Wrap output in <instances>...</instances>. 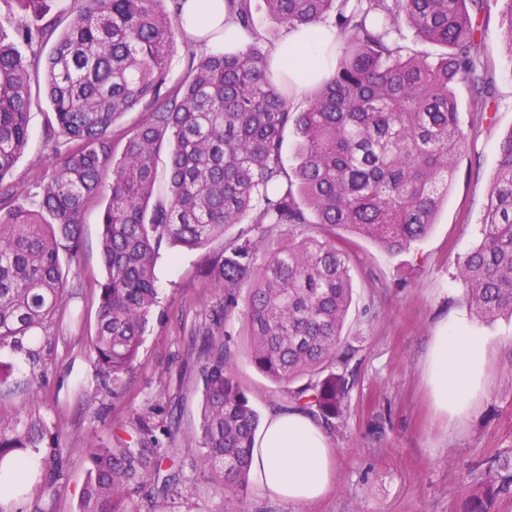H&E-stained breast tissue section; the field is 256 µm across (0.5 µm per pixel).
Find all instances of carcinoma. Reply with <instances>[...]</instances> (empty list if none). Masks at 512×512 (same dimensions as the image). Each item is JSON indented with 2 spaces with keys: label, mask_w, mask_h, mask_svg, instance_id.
I'll list each match as a JSON object with an SVG mask.
<instances>
[{
  "label": "carcinoma",
  "mask_w": 512,
  "mask_h": 512,
  "mask_svg": "<svg viewBox=\"0 0 512 512\" xmlns=\"http://www.w3.org/2000/svg\"><path fill=\"white\" fill-rule=\"evenodd\" d=\"M22 12L0 28V347H21L65 300L60 253L77 261L88 204L104 202L105 270L93 349L100 374L118 383L135 366L157 305L155 267L163 245L218 248L209 275L224 288L215 315L246 304L249 355L285 388L288 403L328 432L339 428L356 349L343 334L352 302L347 226L390 253L428 234L467 134L454 87L468 83L478 109L493 90L481 61L476 17L483 0H264L285 29L333 18L331 71L305 106L270 76L252 0H228L253 34L242 49L192 60L166 94L167 62L182 37L165 0H6ZM443 48L431 59L404 45L405 31ZM49 107L46 136L72 146L34 179L33 205L8 182L28 141L27 116ZM145 123L114 157L112 126L139 106ZM292 129L295 165L282 159ZM169 142L168 201H153L157 161ZM479 245L458 277L473 314L512 315V130L501 140ZM321 229L314 236L300 230ZM202 410L189 438L228 496L248 484L259 417L232 373L233 354L206 333ZM42 430L25 402L0 398V464L38 451ZM163 457L100 448L79 512H119L133 483L159 476ZM512 492V453L487 462L462 512H496Z\"/></svg>",
  "instance_id": "obj_1"
}]
</instances>
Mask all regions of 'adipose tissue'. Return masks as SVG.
I'll list each match as a JSON object with an SVG mask.
<instances>
[{"label":"adipose tissue","instance_id":"obj_1","mask_svg":"<svg viewBox=\"0 0 512 512\" xmlns=\"http://www.w3.org/2000/svg\"><path fill=\"white\" fill-rule=\"evenodd\" d=\"M183 30L199 48H240L251 36L236 21L228 0H179ZM331 28L318 24L286 31L271 49L274 79H289L303 92L326 76L324 52ZM489 337L464 315L440 325L425 359L433 404L448 419L467 416L486 382ZM251 472L259 493L307 504L320 500L337 478L336 450L330 434L310 415L293 408L270 413L254 443Z\"/></svg>","mask_w":512,"mask_h":512}]
</instances>
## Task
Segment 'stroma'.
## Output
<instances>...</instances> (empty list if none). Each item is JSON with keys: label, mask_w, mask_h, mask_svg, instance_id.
Wrapping results in <instances>:
<instances>
[{"label": "stroma", "mask_w": 512, "mask_h": 512, "mask_svg": "<svg viewBox=\"0 0 512 512\" xmlns=\"http://www.w3.org/2000/svg\"><path fill=\"white\" fill-rule=\"evenodd\" d=\"M501 8V0H486L479 15L481 52L494 89L490 118L477 119L470 89L459 84V122L468 144L428 236L392 254L348 228L336 229L337 242L349 253L352 284L344 334L358 355L348 412L332 436L333 490L311 505L261 495L252 483L241 496H224L200 468L198 449L184 439L200 424L199 345L206 332L230 347L233 372L260 421L288 404L281 386L249 358L243 313L227 322L212 314L224 299L220 283L204 274L215 251H162L158 304L138 361L113 392L102 390L92 346L103 278L102 204L95 201L87 209L79 258L68 269L65 303L44 335L24 338L19 349L0 348V363L11 368L8 389L36 412L43 432L39 452L30 456L33 481L0 502V512H78L92 454L126 443L150 456L166 455L175 482L167 492L158 482L131 485L123 512H153L157 502L164 512H461L471 468L512 448V318L477 323L481 335L492 339L487 390L464 421L434 412L423 364L437 325L472 313L458 264L479 241L498 142L512 129V55L500 36ZM46 118L43 109H31L28 144L10 177L22 203L32 178L56 162L44 136ZM174 417L179 430L171 433L167 425Z\"/></svg>", "instance_id": "1"}]
</instances>
